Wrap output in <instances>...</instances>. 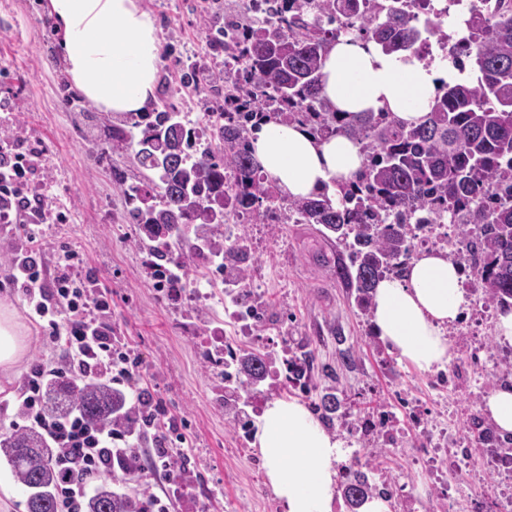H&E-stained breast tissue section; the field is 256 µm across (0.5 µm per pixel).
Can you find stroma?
I'll list each match as a JSON object with an SVG mask.
<instances>
[{"instance_id":"1","label":"stroma","mask_w":512,"mask_h":512,"mask_svg":"<svg viewBox=\"0 0 512 512\" xmlns=\"http://www.w3.org/2000/svg\"><path fill=\"white\" fill-rule=\"evenodd\" d=\"M155 21L161 44L157 98L167 99L183 117L197 120L220 109L206 90L180 83L182 73L197 69L223 76L222 58L209 52L202 37L215 20L208 0H140ZM61 34L48 0H0V128H16L20 151L39 149L35 180L54 186L71 211L67 224H45L43 239L64 243L84 257V269L112 295V324L139 356L143 385L165 416L187 423L196 478L189 489L205 512H279L266 481L259 452L245 453L239 442L242 423L258 416L243 408L241 420L224 413V372L204 348L213 333L232 337L229 315L234 300L212 295L195 301L206 284L188 267L180 295L158 292L151 278L137 225L125 220V200L114 173L127 183L139 173L129 154L105 158L93 141L110 115L75 90L60 52ZM249 243L251 273L246 281L259 302L260 326L248 351L310 355L308 391L286 390L266 379L263 401L294 398L318 410L326 395L339 407L325 427L344 435L343 466L366 465L378 489H390L392 512H491V496L507 491L506 479L491 469L481 452L460 454L448 473L425 470L427 451L418 428L401 405L412 399L434 430L461 432L471 415L483 414V399L501 385L504 365L477 364L462 372L457 387L436 383L388 352L369 317L333 274L335 244L311 224H241ZM29 354L5 392H0V430L15 421V404L32 364L56 361L59 352L31 322ZM388 413L397 440L380 441L354 426V419ZM451 485L454 497L443 487Z\"/></svg>"}]
</instances>
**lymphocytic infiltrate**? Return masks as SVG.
<instances>
[{"instance_id": "obj_1", "label": "lymphocytic infiltrate", "mask_w": 512, "mask_h": 512, "mask_svg": "<svg viewBox=\"0 0 512 512\" xmlns=\"http://www.w3.org/2000/svg\"><path fill=\"white\" fill-rule=\"evenodd\" d=\"M33 162L32 155L13 151L0 139V224L17 225L27 243L25 256L9 261L7 279L21 286L32 315L45 321L59 350L55 366L33 365L17 398V413L55 450L54 464L62 475L56 488L59 512H86L95 480L116 470L164 479L161 492L143 490L140 512H201L187 497L192 476L174 456L186 435L162 416L143 388L131 348L106 316L110 302L97 280L82 273L83 260L69 247L56 249L54 266L42 259L38 225L66 224L70 215L51 185H32ZM76 377L103 380L122 395L117 420L93 425L78 411L64 417L44 411L45 384Z\"/></svg>"}]
</instances>
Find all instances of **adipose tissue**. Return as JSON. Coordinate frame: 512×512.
Wrapping results in <instances>:
<instances>
[{"label":"adipose tissue","instance_id":"1","mask_svg":"<svg viewBox=\"0 0 512 512\" xmlns=\"http://www.w3.org/2000/svg\"><path fill=\"white\" fill-rule=\"evenodd\" d=\"M49 8L62 32L61 52L75 87L113 114L148 112L156 99L160 43L155 21L139 0H49ZM473 77L450 62L428 64L407 52L386 54L346 34L332 42L324 59L322 94L334 111L347 116L386 109L413 124L426 115L441 84ZM249 145L267 182L289 200L320 194L337 199L364 161L359 146L346 136L317 138L301 125L278 121L254 127ZM468 304L461 272L447 253L423 252L403 277L378 284L371 323L400 361L431 373L452 360L447 329ZM27 349V326L13 304L1 301L0 392L11 384ZM256 440L281 512H337L338 464L346 440L327 431L295 399L266 403Z\"/></svg>","mask_w":512,"mask_h":512}]
</instances>
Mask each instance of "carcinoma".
Masks as SVG:
<instances>
[{
  "mask_svg": "<svg viewBox=\"0 0 512 512\" xmlns=\"http://www.w3.org/2000/svg\"><path fill=\"white\" fill-rule=\"evenodd\" d=\"M291 21L286 29H243L231 42L216 33L207 47L228 51L243 59L236 90L245 99L239 112H221L224 123L212 130L210 142L193 144L180 113L165 105L142 116L139 136L121 126L109 128L98 144L102 155L127 152L144 175L145 183L126 185V219L145 235L147 246L159 260L157 268L188 258L224 261L229 281L241 286L248 276L244 241L227 248L224 208L271 224L283 208L276 190L265 181L249 149L254 117H279L298 123L322 137L341 134L360 145L365 162L356 180L343 187L338 201L328 197L290 200L288 211L299 224H319L335 239L347 259L334 267L336 280L354 291L364 314L371 312L377 284L398 269L401 277L411 262V242L401 219L403 212L422 215L435 208L469 206L470 223L455 234L476 236L483 256L480 298L501 309L512 308V185L488 209L472 204L484 183L512 177V2L495 0L488 10L467 3L464 41L476 45L472 66L477 74L467 83L445 85L430 111L417 125H407L389 112H360L343 118L322 95L321 63L336 31L318 21L308 25L312 12H346L357 30L386 53L419 54L428 36H445L438 15L424 19L409 14L394 0L384 15H375L368 0H276ZM236 180L224 184V168ZM238 362L254 386L265 380L267 360L242 352ZM48 411L63 415L79 409L92 423H109L121 406L112 386L97 380L68 379L49 387ZM470 425L481 438L490 437L497 452H512V435L473 416ZM35 453L36 466L27 462ZM54 449L30 429L0 432V460L29 490L27 512H58L55 488L60 474L53 462ZM376 493L361 470L349 472L343 495L351 510ZM89 512H138L136 498L112 491L102 483L89 503Z\"/></svg>",
  "mask_w": 512,
  "mask_h": 512,
  "instance_id": "cac0c4a2",
  "label": "carcinoma"
}]
</instances>
